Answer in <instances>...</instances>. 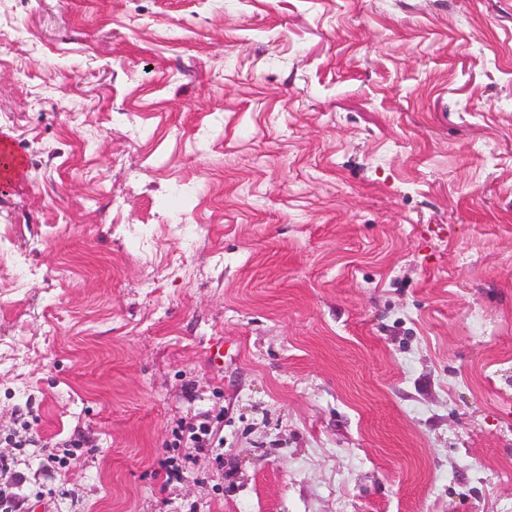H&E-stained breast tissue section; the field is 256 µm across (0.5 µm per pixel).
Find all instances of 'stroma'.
I'll return each mask as SVG.
<instances>
[{
	"label": "stroma",
	"instance_id": "stroma-1",
	"mask_svg": "<svg viewBox=\"0 0 512 512\" xmlns=\"http://www.w3.org/2000/svg\"><path fill=\"white\" fill-rule=\"evenodd\" d=\"M1 136L24 512H512V0H0ZM216 431L210 415L198 414L189 421H181L174 430V448H187L184 457L167 456L155 475L162 478V488L181 483L189 475V464L194 453L213 448ZM182 445V446H181Z\"/></svg>",
	"mask_w": 512,
	"mask_h": 512
}]
</instances>
